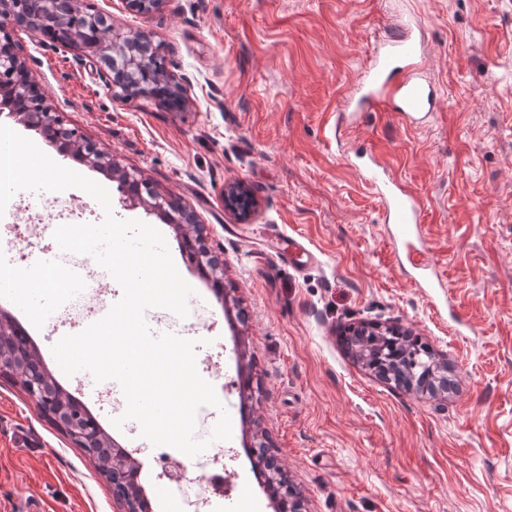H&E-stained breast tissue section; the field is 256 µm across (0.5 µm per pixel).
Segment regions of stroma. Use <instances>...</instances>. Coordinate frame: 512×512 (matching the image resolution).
Returning <instances> with one entry per match:
<instances>
[{
    "instance_id": "35a3bbf8",
    "label": "stroma",
    "mask_w": 512,
    "mask_h": 512,
    "mask_svg": "<svg viewBox=\"0 0 512 512\" xmlns=\"http://www.w3.org/2000/svg\"><path fill=\"white\" fill-rule=\"evenodd\" d=\"M115 29L149 32L183 80L174 111L108 85L97 55L62 48L25 28L13 37L32 79L66 122L126 170L195 211L224 284L244 312L230 322L179 234L156 213L124 207L104 174L61 158L38 131L9 120L62 166L110 193L114 215L164 235L195 335L224 346L229 383L216 394L232 421V492L215 512H274L250 450L269 439L308 512H512V0H166L145 19L124 0H88ZM409 26L425 47L438 91L425 125L391 113L338 120L378 43ZM368 147L424 206L418 276L356 167ZM243 181L257 200L240 238L224 186ZM303 236L318 258L288 251ZM56 292H0L45 366L86 408L81 375L65 376L51 347L68 335L46 314ZM388 322L427 338L448 361L446 396L385 384L341 347L349 325ZM252 365L259 388L245 414L236 375ZM140 479L153 512H182L207 495L199 472L180 495L159 493L151 461ZM118 512L95 461L42 417L19 382L0 376V512Z\"/></svg>"
}]
</instances>
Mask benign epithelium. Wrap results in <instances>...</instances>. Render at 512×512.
<instances>
[{
    "label": "benign epithelium",
    "instance_id": "7a95c632",
    "mask_svg": "<svg viewBox=\"0 0 512 512\" xmlns=\"http://www.w3.org/2000/svg\"><path fill=\"white\" fill-rule=\"evenodd\" d=\"M64 2L66 0H0V112L7 110L20 120L32 124L39 129L45 140L56 144L65 155L73 151L71 142H79L82 151L77 161L102 164L111 170L112 180L118 184L124 206H144L157 211L181 233L189 227L200 228L197 216L182 202L157 192L150 182H141L134 174L120 168L115 159L105 157L96 143L68 128L63 116L44 103L43 94L21 60L11 32L17 26L38 31L49 25L55 31L52 43L65 47L76 46L64 13ZM165 2L166 0H125L130 10L144 18H150L159 12ZM82 24L88 28L108 30V41L112 44L115 55L104 59V64L110 71L109 82L124 86L125 96H152L167 105L176 99L185 101L183 85L169 72L165 73L164 81L158 85L144 86L135 79L143 59L151 54L157 58L162 56L161 47L153 46L148 35L140 34L132 40L110 30L106 18L94 14L83 16ZM256 207L253 194L243 182L233 181L224 186V210L239 222H250L256 213ZM184 251L190 263L202 270L210 265H219L218 257L213 255L205 239L199 234L188 238L184 243ZM29 386L50 408L51 419L59 429L70 428L78 432L79 437L87 444L97 438V433L80 427L79 414L82 408L79 405H58L50 401L42 373H35L29 379ZM133 461L132 457L113 459L112 476L115 483L120 484L127 480ZM303 498L301 489L285 483L278 491L277 510H284L281 504L283 500L288 504L299 505Z\"/></svg>",
    "mask_w": 512,
    "mask_h": 512
}]
</instances>
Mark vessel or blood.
Returning a JSON list of instances; mask_svg holds the SVG:
<instances>
[{
  "label": "vessel or blood",
  "mask_w": 512,
  "mask_h": 512,
  "mask_svg": "<svg viewBox=\"0 0 512 512\" xmlns=\"http://www.w3.org/2000/svg\"><path fill=\"white\" fill-rule=\"evenodd\" d=\"M423 48L411 33L387 40L374 52L369 66L347 106L360 111L376 107L392 112L401 122L414 123L432 116L437 103L435 89L421 75ZM364 180L384 204L393 237L406 252L409 262L419 254L414 240L422 222V202L405 189L385 162L370 159L360 166Z\"/></svg>",
  "instance_id": "obj_1"
}]
</instances>
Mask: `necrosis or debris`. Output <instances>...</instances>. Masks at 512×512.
<instances>
[{"label":"necrosis or debris","instance_id":"1","mask_svg":"<svg viewBox=\"0 0 512 512\" xmlns=\"http://www.w3.org/2000/svg\"><path fill=\"white\" fill-rule=\"evenodd\" d=\"M95 216L96 211L89 203L71 195L55 196L44 208L33 206L23 196H13L4 215L0 216V231L22 227V237L7 242L9 249H20L21 254L17 262L0 265V283L17 280L33 253L38 252L44 256L39 266V279L58 283L63 294L53 322L83 329L104 317L112 306L111 275L90 255L60 253L53 238L58 226L90 223ZM74 266L87 271L86 279L77 288L67 278L69 269Z\"/></svg>","mask_w":512,"mask_h":512}]
</instances>
